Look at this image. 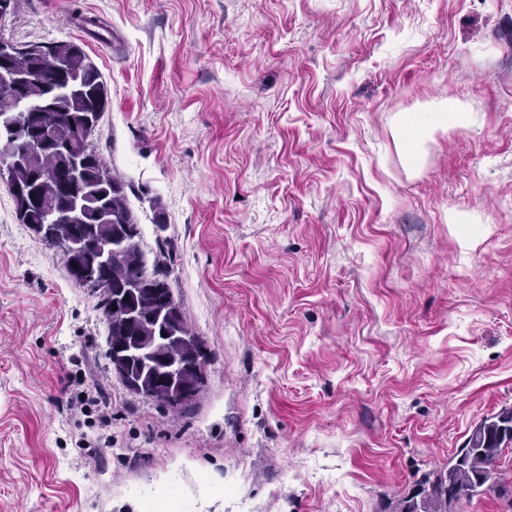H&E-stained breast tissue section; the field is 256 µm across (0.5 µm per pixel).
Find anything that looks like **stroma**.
<instances>
[{
  "instance_id": "obj_1",
  "label": "stroma",
  "mask_w": 512,
  "mask_h": 512,
  "mask_svg": "<svg viewBox=\"0 0 512 512\" xmlns=\"http://www.w3.org/2000/svg\"><path fill=\"white\" fill-rule=\"evenodd\" d=\"M0 39L100 69L91 146L207 354L191 410L130 393L0 180V512L177 473V512H393L512 407V0H24ZM443 100L413 170L397 118Z\"/></svg>"
}]
</instances>
